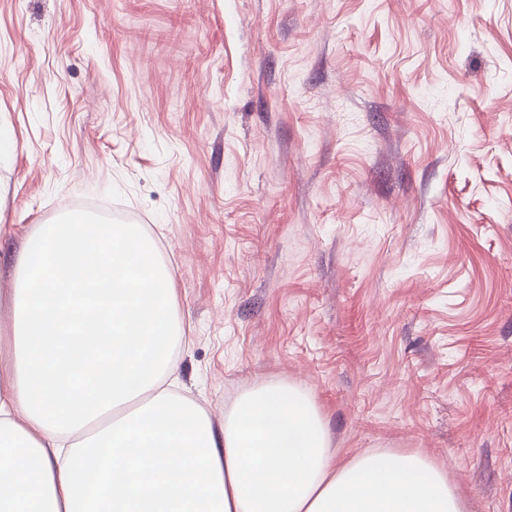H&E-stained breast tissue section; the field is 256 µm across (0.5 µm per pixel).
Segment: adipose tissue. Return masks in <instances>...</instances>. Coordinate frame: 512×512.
Listing matches in <instances>:
<instances>
[{
  "label": "adipose tissue",
  "mask_w": 512,
  "mask_h": 512,
  "mask_svg": "<svg viewBox=\"0 0 512 512\" xmlns=\"http://www.w3.org/2000/svg\"><path fill=\"white\" fill-rule=\"evenodd\" d=\"M12 277L0 512H464L420 454L337 459L298 386L261 385L213 426L176 389L173 275L139 225H45Z\"/></svg>",
  "instance_id": "1"
}]
</instances>
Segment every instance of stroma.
Segmentation results:
<instances>
[{
  "label": "stroma",
  "mask_w": 512,
  "mask_h": 512,
  "mask_svg": "<svg viewBox=\"0 0 512 512\" xmlns=\"http://www.w3.org/2000/svg\"><path fill=\"white\" fill-rule=\"evenodd\" d=\"M0 129L1 357L22 239L121 215L214 425L297 385L512 512V0H0Z\"/></svg>",
  "instance_id": "obj_1"
}]
</instances>
